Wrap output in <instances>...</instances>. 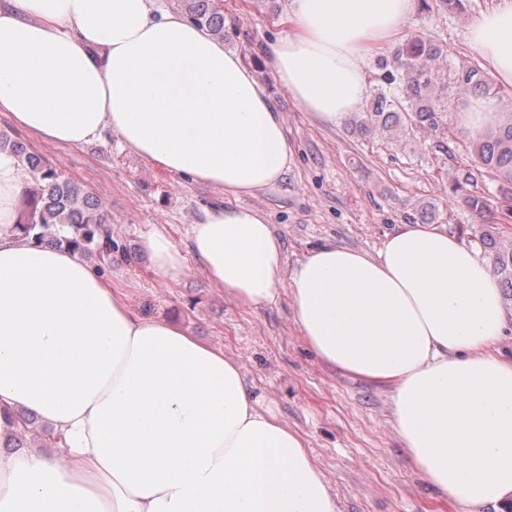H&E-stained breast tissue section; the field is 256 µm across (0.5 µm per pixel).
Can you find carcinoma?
I'll use <instances>...</instances> for the list:
<instances>
[{
	"label": "carcinoma",
	"mask_w": 512,
	"mask_h": 512,
	"mask_svg": "<svg viewBox=\"0 0 512 512\" xmlns=\"http://www.w3.org/2000/svg\"><path fill=\"white\" fill-rule=\"evenodd\" d=\"M421 9L430 4L444 12H461L465 0H420ZM190 19L217 36H224V16L210 0H187ZM444 49L423 33L398 46L391 60L382 64L381 82L370 109L358 115L355 128L364 135L404 133L413 128L434 129L443 122L444 105L436 89V62ZM447 89L455 97H496L483 73L476 67H459L450 73ZM454 140L465 144L477 169L498 183L501 210L512 217V112H501L497 122L475 135ZM0 150H8L22 163L33 186L27 188L13 230L32 245L52 244L81 254L88 261L112 263L115 253L112 224L99 201L66 178L59 169L27 151L25 145L0 131ZM450 192L471 212L482 214L484 196L466 190L455 181ZM504 274L502 285L512 288V254L495 257Z\"/></svg>",
	"instance_id": "carcinoma-1"
}]
</instances>
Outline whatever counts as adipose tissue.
I'll return each instance as SVG.
<instances>
[{
  "label": "adipose tissue",
  "instance_id": "obj_1",
  "mask_svg": "<svg viewBox=\"0 0 512 512\" xmlns=\"http://www.w3.org/2000/svg\"><path fill=\"white\" fill-rule=\"evenodd\" d=\"M416 0H286L266 59L306 112L342 123L363 64ZM468 39L512 87V0ZM0 118L40 142L114 133L161 168L223 190L189 250L243 305L288 284L312 352L389 391L398 439L458 512L512 498V358L501 290L479 252L405 224L377 255L326 244L284 277V249L244 197L277 183L291 149L280 113L223 42L156 0H0ZM27 174L0 151V512H337L304 438L260 412L243 365L143 317L78 253L13 232ZM158 274L184 252L144 240ZM52 428L44 455L13 447L19 410Z\"/></svg>",
  "mask_w": 512,
  "mask_h": 512
}]
</instances>
